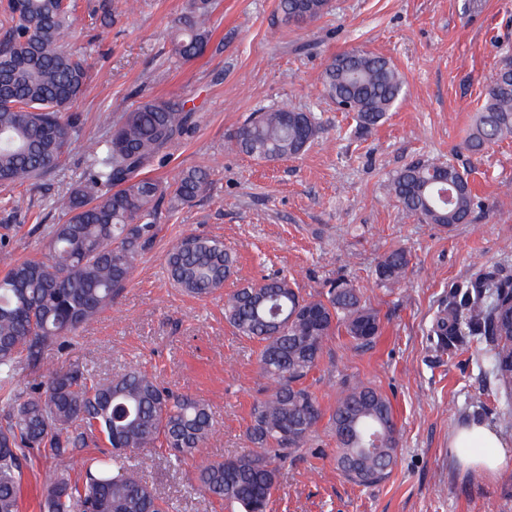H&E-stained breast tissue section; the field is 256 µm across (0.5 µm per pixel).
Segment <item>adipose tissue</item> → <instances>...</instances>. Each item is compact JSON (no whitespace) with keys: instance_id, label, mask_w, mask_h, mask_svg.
Segmentation results:
<instances>
[{"instance_id":"obj_1","label":"adipose tissue","mask_w":512,"mask_h":512,"mask_svg":"<svg viewBox=\"0 0 512 512\" xmlns=\"http://www.w3.org/2000/svg\"><path fill=\"white\" fill-rule=\"evenodd\" d=\"M449 446L468 466L489 474L498 473L512 457V442L483 424L460 428L451 437Z\"/></svg>"}]
</instances>
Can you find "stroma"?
<instances>
[{
    "instance_id": "obj_1",
    "label": "stroma",
    "mask_w": 512,
    "mask_h": 512,
    "mask_svg": "<svg viewBox=\"0 0 512 512\" xmlns=\"http://www.w3.org/2000/svg\"><path fill=\"white\" fill-rule=\"evenodd\" d=\"M190 0H76L73 51L91 73L74 106L83 127L59 170L35 186L0 187V272L41 254L51 225L65 215L54 199L84 172L88 140L144 98H183L196 127L167 150L157 177L208 171L206 193L162 216L153 244L137 259L116 305L46 356L116 376L132 368L165 387L203 400L215 435L194 456L171 458L142 448L128 463L165 497L168 512H235L233 503L198 489L204 461L242 453L250 409L267 381L260 346L233 334L221 298L181 293L166 273V254L194 233L223 239L237 259L225 290L280 273L302 295L345 278L378 310L381 333L355 349L329 337L305 383L325 413L312 447L281 464L270 512H512V463L497 476L463 467L448 438L483 423L512 440L503 400L485 365L482 341L450 353L436 345V320L452 288L479 267L512 276V139L473 151L466 141L498 62L512 49V0H332L327 13L298 28L278 0H216L211 41L191 62L171 56L170 32ZM110 23H98L104 7ZM361 49L388 59L404 81L386 119L359 132L352 115L325 97L322 73L339 53ZM291 106L314 113L318 139L300 155L265 162L229 148L227 139L254 112ZM449 162L468 175L478 206L470 223L446 229L409 216L385 190L387 179L416 162ZM25 196L29 211H14ZM404 248L410 264L400 285L378 284L375 269ZM112 353L108 365L100 351ZM362 382L390 400L399 428L396 463L363 488L336 468V439L326 420L344 383Z\"/></svg>"
}]
</instances>
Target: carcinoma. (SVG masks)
<instances>
[{
  "label": "carcinoma",
  "instance_id": "1",
  "mask_svg": "<svg viewBox=\"0 0 512 512\" xmlns=\"http://www.w3.org/2000/svg\"><path fill=\"white\" fill-rule=\"evenodd\" d=\"M330 0H279L288 23L310 24ZM213 0H192L178 19L172 55L184 63L202 56L211 39ZM8 29L0 38V185L32 186L61 165L78 138L65 112L81 96L88 70L69 52L71 10L64 0H6ZM403 79L383 56L362 50L336 55L323 73L326 96L354 114L357 127L378 124L399 99ZM468 147L512 138V55H503L486 89ZM193 111L180 98L138 102L86 149L87 170L57 199L67 219L49 232L46 252L0 274V512H20L24 467L35 453L43 467L39 512H166L162 493L125 466L135 449L166 447L177 460L194 456L214 431L207 405L175 395L147 373L131 369L104 377L78 366L45 365V352L112 307L137 256L157 233L160 205L173 214L209 186L201 168L173 181L149 175L155 160L188 129ZM322 133L311 112L278 107L257 112L230 136L233 149L270 162L303 152ZM386 190L405 211L429 224H465L477 206L467 175L450 163L418 162L397 171ZM396 249L378 263L382 286L400 283L409 266ZM172 283L203 300L224 289L234 258L216 237L188 234L168 251ZM224 320L260 345L259 365L270 385L250 410L252 448L202 464V491L240 512H267L277 462L307 447L323 417L303 379L315 369L326 340L343 331L367 345L381 329L379 313L343 278L324 294L302 296L285 276L249 281L224 294ZM442 349L486 342L484 361L504 398L503 422L512 427V279L481 269L455 292L434 329ZM26 366L42 380L18 388ZM337 467L357 486L386 479L396 463L399 433L389 399L360 382L344 385L329 416ZM89 438L107 449L82 461L79 478L59 460Z\"/></svg>",
  "mask_w": 512,
  "mask_h": 512
}]
</instances>
